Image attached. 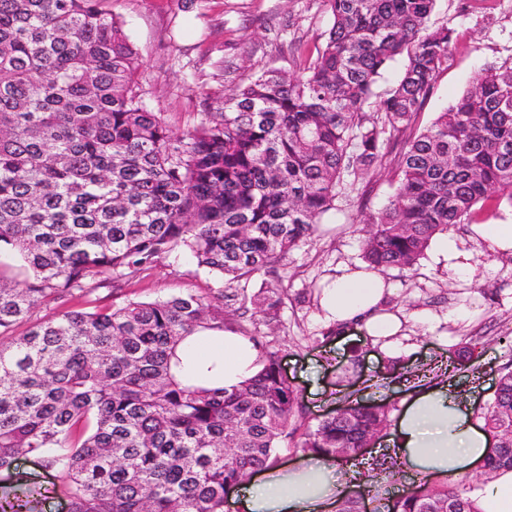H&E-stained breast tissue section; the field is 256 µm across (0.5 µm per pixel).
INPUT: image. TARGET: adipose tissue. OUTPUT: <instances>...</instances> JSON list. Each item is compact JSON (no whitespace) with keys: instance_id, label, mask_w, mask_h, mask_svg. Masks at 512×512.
Masks as SVG:
<instances>
[{"instance_id":"adipose-tissue-1","label":"adipose tissue","mask_w":512,"mask_h":512,"mask_svg":"<svg viewBox=\"0 0 512 512\" xmlns=\"http://www.w3.org/2000/svg\"><path fill=\"white\" fill-rule=\"evenodd\" d=\"M390 293L382 273L364 267L345 270L322 292L321 319L338 335L360 333L393 349L402 318L385 308ZM262 359L248 338L206 331L188 348L184 372L199 376L215 370L230 391L253 379L263 367ZM393 443L406 473L444 479L482 469L492 440L452 393L424 386L400 412ZM353 477V466L339 465L335 457H306L259 472L235 488L234 495L243 512H327Z\"/></svg>"}]
</instances>
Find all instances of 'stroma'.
Returning <instances> with one entry per match:
<instances>
[{"label": "stroma", "mask_w": 512, "mask_h": 512, "mask_svg": "<svg viewBox=\"0 0 512 512\" xmlns=\"http://www.w3.org/2000/svg\"><path fill=\"white\" fill-rule=\"evenodd\" d=\"M112 10L139 60V81L147 106L162 113L175 132L198 125L203 92L228 93L263 69L295 71L298 49L319 46L332 25L322 0H113ZM435 22L454 30L448 63L424 105L419 126L460 97L472 77L490 65L512 62V0H437ZM385 158L365 195L340 198L325 217L316 238L276 266L275 277L288 298L276 324L248 323L264 346L275 347L290 383L307 409L305 424L360 398H372L398 416L420 379L449 385L471 406L485 403L503 368H512V255L474 237L470 226L451 231L469 256L473 278L459 277L453 262L427 251L415 270H387L394 292L387 305L404 314L400 339L407 354L393 357L380 345L358 337L328 335L319 320L317 288L360 267L363 215L381 210L395 192ZM219 282L188 253L159 260L149 274L123 280L120 288L92 278L87 291L72 300L75 308L121 306L172 295L206 294ZM473 309L461 321L455 309ZM433 314L420 322L419 311ZM477 343L480 354L451 364L462 343ZM54 471L37 459L20 458L0 473V499L25 497L34 512H68V500L53 486Z\"/></svg>", "instance_id": "35a3bbf8"}]
</instances>
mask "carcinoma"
<instances>
[{"label": "carcinoma", "mask_w": 512, "mask_h": 512, "mask_svg": "<svg viewBox=\"0 0 512 512\" xmlns=\"http://www.w3.org/2000/svg\"><path fill=\"white\" fill-rule=\"evenodd\" d=\"M323 2L332 26L298 74L204 93L201 122L179 135L142 98L112 0H0V253L31 271L0 282V471L37 457L69 512H224L282 445L355 454L388 423L365 402L295 437L305 408L276 350L231 392L179 380L171 362L196 332H224L226 307L278 321L287 291L244 284L274 275L394 148L395 193L362 220L371 268L412 269L486 205L512 208V65L484 68L421 130L454 34L431 27L435 0ZM396 61L400 78L376 94ZM176 249L227 286L33 317L43 299L64 305L88 279L140 275ZM479 419L494 441L485 469H512L511 370ZM478 490L423 476L375 512H477Z\"/></svg>", "instance_id": "carcinoma-1"}]
</instances>
